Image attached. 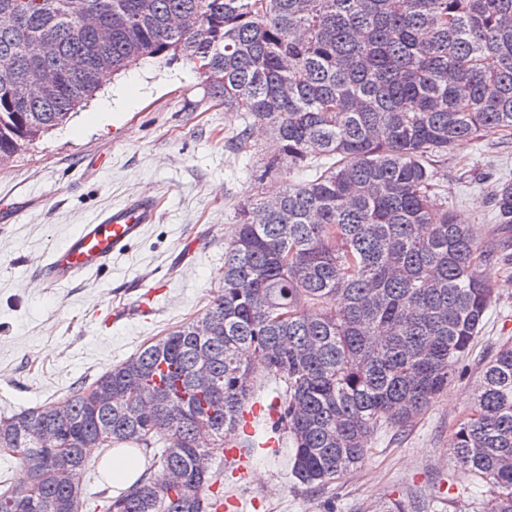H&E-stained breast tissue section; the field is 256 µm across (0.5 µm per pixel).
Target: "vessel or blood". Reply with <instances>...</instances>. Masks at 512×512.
Here are the masks:
<instances>
[{
	"instance_id": "obj_1",
	"label": "vessel or blood",
	"mask_w": 512,
	"mask_h": 512,
	"mask_svg": "<svg viewBox=\"0 0 512 512\" xmlns=\"http://www.w3.org/2000/svg\"><path fill=\"white\" fill-rule=\"evenodd\" d=\"M158 207L148 196L131 199L80 225L60 246L53 249L40 268L43 279L59 285L96 271L124 252L139 238L146 225L155 223Z\"/></svg>"
}]
</instances>
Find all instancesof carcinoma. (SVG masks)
<instances>
[{"instance_id": "carcinoma-1", "label": "carcinoma", "mask_w": 512, "mask_h": 512, "mask_svg": "<svg viewBox=\"0 0 512 512\" xmlns=\"http://www.w3.org/2000/svg\"><path fill=\"white\" fill-rule=\"evenodd\" d=\"M198 64L224 111L264 127V175L312 179L244 203L206 311L54 403L0 418L28 482L0 512H78L92 448L160 466L106 512H216L211 460L252 395V363L284 383L269 409L291 474L341 479L387 426L411 425L478 342L493 255L437 202L433 163L512 136V0H0V160L66 123L100 77L143 60ZM512 224V181L492 188ZM457 465L512 512V343L453 426Z\"/></svg>"}]
</instances>
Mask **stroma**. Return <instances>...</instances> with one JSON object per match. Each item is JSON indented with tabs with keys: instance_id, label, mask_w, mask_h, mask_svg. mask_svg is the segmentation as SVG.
<instances>
[{
	"instance_id": "1",
	"label": "stroma",
	"mask_w": 512,
	"mask_h": 512,
	"mask_svg": "<svg viewBox=\"0 0 512 512\" xmlns=\"http://www.w3.org/2000/svg\"><path fill=\"white\" fill-rule=\"evenodd\" d=\"M112 105L110 122L97 114ZM246 129L239 114L209 97L194 63L144 62L108 75L65 125L0 166V417L61 400L143 345L200 316L218 291L215 272L236 231L238 208L264 191L312 177L309 169L263 177L269 136ZM512 179V140L462 143L437 163L440 201L491 248L512 244V227L494 223L491 188ZM150 196L156 223L97 272L57 285L38 266L80 225L127 200ZM499 289L464 378L412 426L386 428L374 451L334 484L310 489L290 475L292 444L254 450L244 478L224 469V492L238 512H378L416 500L427 512H481L484 486L473 484L450 452L449 427L471 405L485 362L512 339V267L483 269ZM155 291L146 319L115 318V308Z\"/></svg>"
}]
</instances>
